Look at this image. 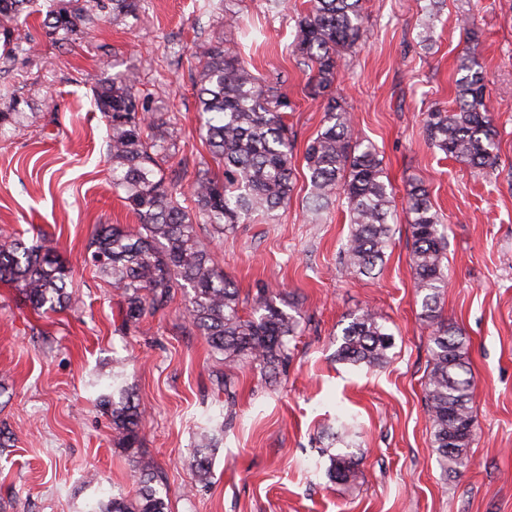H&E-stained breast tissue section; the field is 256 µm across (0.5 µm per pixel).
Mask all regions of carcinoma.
<instances>
[{"label":"carcinoma","instance_id":"1","mask_svg":"<svg viewBox=\"0 0 512 512\" xmlns=\"http://www.w3.org/2000/svg\"><path fill=\"white\" fill-rule=\"evenodd\" d=\"M438 3L428 0L424 7L419 38L427 48L435 42ZM139 8V0H67L63 6L58 0H0V63L6 65L31 49V37L21 27L33 14H44L41 26L46 34L68 44L99 17L110 14L119 21L137 16ZM362 18L363 0H310L309 9L297 18L292 52L299 68L309 74L314 92L329 93L320 128L303 153L311 186L305 213L314 221L333 200L344 197L351 231L339 261L358 275L372 277L392 241L395 194L375 146L354 136L345 101L332 92L342 57L361 39ZM458 74L455 108L431 107L425 113L426 136L446 156L485 170L497 162V130L477 40L461 56ZM192 81L205 141L222 174L205 169L186 191L167 180L162 169L176 151L166 113L151 111L149 99L140 97L121 71L95 79L94 103L107 121L112 185L123 191L138 224L133 229L98 226L88 261L120 293V332L136 329L166 309L176 290L189 293V322L224 364L216 382L231 407L236 397L233 370L246 364L268 377L279 374L289 359V343L302 332L303 317L266 284L252 296L251 312L244 313L239 289L198 229L209 224L222 235L255 217L270 219L288 204L295 144L284 112L291 103L281 92V80L261 79L219 39L199 47V69ZM18 106V98L11 96L7 109L0 111V130L22 125L25 115ZM406 202L414 288L421 318L432 327L425 381L432 446L442 474L457 475L470 465L474 436L469 340L460 327L441 320L440 299L448 288V241L428 189L408 182ZM69 279V268L47 238L28 245L0 235V281L13 284L33 310L63 309L70 301ZM392 347L383 317L366 310L352 316L343 329L336 359L380 370L389 363ZM109 388L100 395V406L112 425L114 444L124 450L137 474L136 488L107 503L99 500L86 512H167V493L153 486L160 476L140 436L145 408L134 400L124 374H113ZM350 432L339 419L331 427V438L345 443V451L329 455L328 475L354 486L361 471L350 451L353 443L346 441ZM221 433L223 425L216 424L198 437L196 473L203 487L209 483L211 453Z\"/></svg>","mask_w":512,"mask_h":512}]
</instances>
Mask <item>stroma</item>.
Returning <instances> with one entry per match:
<instances>
[{"label":"stroma","instance_id":"obj_1","mask_svg":"<svg viewBox=\"0 0 512 512\" xmlns=\"http://www.w3.org/2000/svg\"><path fill=\"white\" fill-rule=\"evenodd\" d=\"M308 0H141L138 18L89 26L59 45L34 30L33 48L0 71V98L21 97L29 118L0 133V232L52 240L72 267L71 301L33 311L0 282V426L15 435L0 450V512H85L135 486L112 441L98 397L123 371L148 412L141 436L167 490L168 512H512V0H444L436 43L418 39L423 0H364L363 35L346 54L334 88L358 137L378 149L396 193L393 243L375 277L339 262L349 233L344 201L319 222L303 204L310 191L302 154L323 118L288 45ZM478 31L498 131V162L478 173L429 145L424 114L455 106L458 61L468 45L461 17ZM223 39L265 76H281L293 104L294 188L274 220L236 225L224 236L200 227L241 296L277 287L298 306L304 331L286 371L273 379L236 369L237 396L225 408L213 384L220 365L187 319L176 293L140 328L117 332L121 297L91 265L97 225L136 227L112 186L106 122L88 76L128 73L153 111L168 113L178 150L164 164L189 186L210 162L191 81L201 43ZM422 182L448 235V286L441 316L469 340L475 380L471 465L444 477L425 408L430 327L420 317L409 265L406 185ZM375 310L394 336L389 364L370 372L335 361L351 315ZM355 418L359 484L330 481L324 427ZM224 421L212 478L200 487L195 438L208 418ZM98 480L86 484L88 472Z\"/></svg>","mask_w":512,"mask_h":512}]
</instances>
